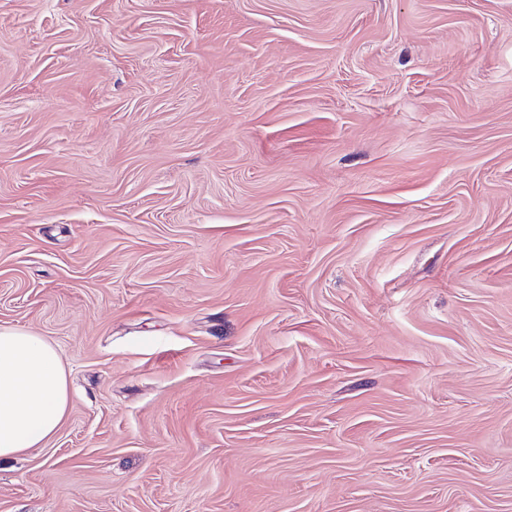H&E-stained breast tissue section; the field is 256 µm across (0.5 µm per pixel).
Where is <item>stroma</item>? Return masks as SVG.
<instances>
[{"mask_svg":"<svg viewBox=\"0 0 512 512\" xmlns=\"http://www.w3.org/2000/svg\"><path fill=\"white\" fill-rule=\"evenodd\" d=\"M1 328L0 512H512V0H0ZM69 402L55 347L42 336L0 329V458L44 446Z\"/></svg>","mask_w":512,"mask_h":512,"instance_id":"stroma-1","label":"stroma"}]
</instances>
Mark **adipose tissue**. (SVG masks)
<instances>
[{
  "mask_svg": "<svg viewBox=\"0 0 512 512\" xmlns=\"http://www.w3.org/2000/svg\"><path fill=\"white\" fill-rule=\"evenodd\" d=\"M69 402L60 356L45 338L0 329V458L44 446Z\"/></svg>",
  "mask_w": 512,
  "mask_h": 512,
  "instance_id": "adipose-tissue-1",
  "label": "adipose tissue"
}]
</instances>
